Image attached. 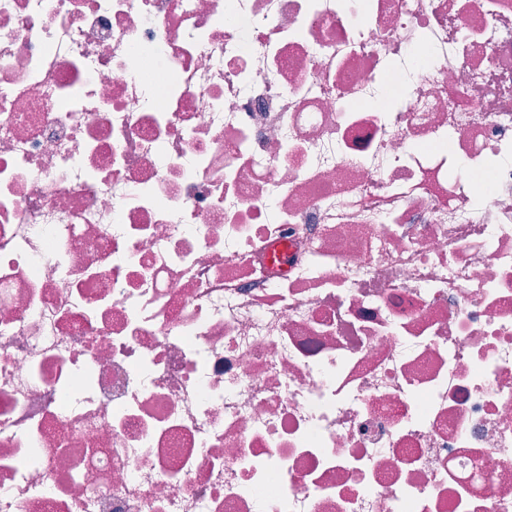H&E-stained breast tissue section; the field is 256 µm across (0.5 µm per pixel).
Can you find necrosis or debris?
Listing matches in <instances>:
<instances>
[{"label": "necrosis or debris", "instance_id": "1", "mask_svg": "<svg viewBox=\"0 0 512 512\" xmlns=\"http://www.w3.org/2000/svg\"><path fill=\"white\" fill-rule=\"evenodd\" d=\"M0 512H512V0H0Z\"/></svg>", "mask_w": 512, "mask_h": 512}]
</instances>
